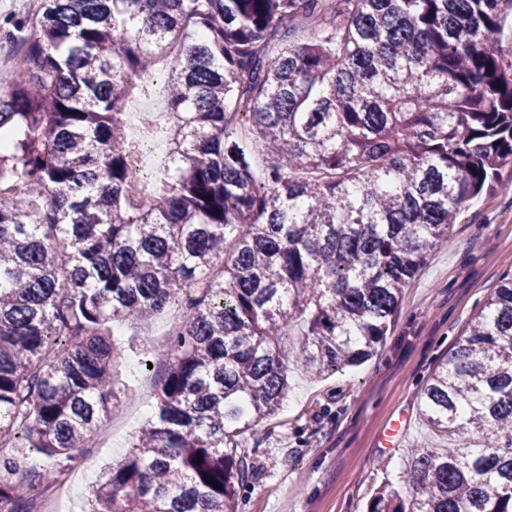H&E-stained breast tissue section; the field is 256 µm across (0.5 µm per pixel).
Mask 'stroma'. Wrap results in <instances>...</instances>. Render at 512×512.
I'll list each match as a JSON object with an SVG mask.
<instances>
[{
  "mask_svg": "<svg viewBox=\"0 0 512 512\" xmlns=\"http://www.w3.org/2000/svg\"><path fill=\"white\" fill-rule=\"evenodd\" d=\"M36 0H0V83L29 29ZM512 272V192L484 195L464 209L447 243L405 288L395 322L377 353L358 367L318 381L295 376L281 411L244 434L249 481L238 512H366L381 489L405 494L407 451L431 440L420 413V391L504 274ZM165 314L146 322L117 321L121 351L113 368L121 422L104 448L80 449L93 476L121 462L147 421L130 399L149 371H162L156 352ZM406 419L398 447L381 434Z\"/></svg>",
  "mask_w": 512,
  "mask_h": 512,
  "instance_id": "1",
  "label": "stroma"
}]
</instances>
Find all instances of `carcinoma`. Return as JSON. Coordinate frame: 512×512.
I'll list each match as a JSON object with an SVG mask.
<instances>
[{"label": "carcinoma", "instance_id": "carcinoma-1", "mask_svg": "<svg viewBox=\"0 0 512 512\" xmlns=\"http://www.w3.org/2000/svg\"><path fill=\"white\" fill-rule=\"evenodd\" d=\"M512 0H39L0 88V512H39L115 408L109 323L177 310L154 415L88 512H237L290 364L372 357L512 167ZM166 61L170 169L122 114ZM437 441L367 512H512V274L428 378ZM36 451L44 464L28 467ZM212 477L221 488L205 483ZM169 164V158L164 145H154L146 148L142 154L140 166L137 169V173L145 174V180H147L151 174L160 167H167Z\"/></svg>", "mask_w": 512, "mask_h": 512}]
</instances>
